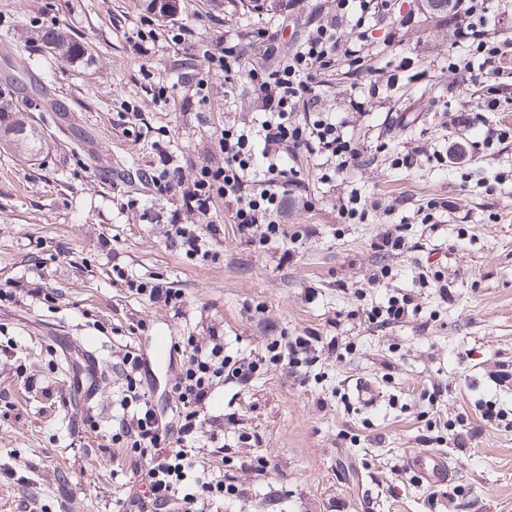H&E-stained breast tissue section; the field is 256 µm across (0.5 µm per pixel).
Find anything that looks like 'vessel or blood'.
<instances>
[{
    "instance_id": "1",
    "label": "vessel or blood",
    "mask_w": 512,
    "mask_h": 512,
    "mask_svg": "<svg viewBox=\"0 0 512 512\" xmlns=\"http://www.w3.org/2000/svg\"><path fill=\"white\" fill-rule=\"evenodd\" d=\"M64 355L70 361V381L79 401L85 410H92L98 401V388L103 371L100 349L95 337H65ZM353 401L362 409L377 406L381 395L377 386L370 380H356L350 389ZM405 467L419 484L436 490L447 486L453 478V470L445 457L421 452L410 455Z\"/></svg>"
}]
</instances>
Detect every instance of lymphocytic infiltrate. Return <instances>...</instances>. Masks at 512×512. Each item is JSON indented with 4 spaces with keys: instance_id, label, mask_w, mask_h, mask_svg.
<instances>
[{
    "instance_id": "obj_1",
    "label": "lymphocytic infiltrate",
    "mask_w": 512,
    "mask_h": 512,
    "mask_svg": "<svg viewBox=\"0 0 512 512\" xmlns=\"http://www.w3.org/2000/svg\"><path fill=\"white\" fill-rule=\"evenodd\" d=\"M350 0H315L308 30L295 52L281 47L277 36L266 37L263 54L279 58L274 69H250L241 74L243 53L238 43L224 41L205 53V67L223 72L225 82L247 78L251 91L261 98L267 117L258 131L259 149H251L247 134L222 129L218 139L219 161L203 164L191 181L179 171L162 169L152 183L159 195L180 193L186 210L211 214L216 198H223L240 236L285 238V198L293 186L287 160L304 152L334 160L347 169L360 150L346 139L335 113L324 104V75L339 57L350 58L357 70H367V60L340 33L350 23ZM486 0H461L453 15L452 36L475 44L487 58L501 56L504 41L487 34ZM316 113L313 122L293 119L296 111ZM182 356L180 374L170 391L175 396L176 423L158 415L144 388L146 363L135 350L121 361L127 374L122 411L112 418V444L128 448L144 463L149 497L138 512H196L199 500L235 494L233 484L211 478L189 456L198 440V425L207 410L214 383L223 376L245 381L254 370L250 364H228L223 345L206 346L187 337L176 343Z\"/></svg>"
}]
</instances>
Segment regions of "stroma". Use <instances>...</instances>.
I'll return each mask as SVG.
<instances>
[{
    "label": "stroma",
    "instance_id": "1",
    "mask_svg": "<svg viewBox=\"0 0 512 512\" xmlns=\"http://www.w3.org/2000/svg\"><path fill=\"white\" fill-rule=\"evenodd\" d=\"M409 14L419 23L388 43L390 21ZM305 20L301 0L276 12L181 0L164 17L153 0H0V103L45 136L32 156L0 148V512H128L142 483L111 441L127 386L118 362L128 347L143 354L152 403L170 413L180 361H155L163 332L221 341L225 360L255 365L247 382L217 384L202 420L194 457L238 492L199 512H512V137L483 141L486 128H512V50L495 64L499 111L460 126L457 113L476 109L465 66L483 56L455 47L447 19L424 17L419 0H391L366 23L370 71L339 62L325 87L362 162L340 173L292 160L309 203L289 198L287 238L250 241L228 222L213 258H188L173 227L208 217L139 177L166 158L193 179L222 127L256 130L261 99L221 71L198 94L204 54L227 39L247 47V68L270 67L259 32L290 49ZM45 30L84 43L90 63L59 58ZM354 93L364 112L348 110ZM353 195L364 218L341 213ZM394 225L405 248L377 252ZM424 268L447 289L422 282ZM133 280L176 289L180 308L149 303ZM393 296L408 316L371 321ZM64 333L99 339L89 416L50 343ZM308 333L320 338L314 362L295 372L274 359L273 344ZM362 377L382 393L368 411L348 397ZM487 402L500 419L482 420ZM418 452L448 456V487L406 471Z\"/></svg>",
    "mask_w": 512,
    "mask_h": 512
}]
</instances>
